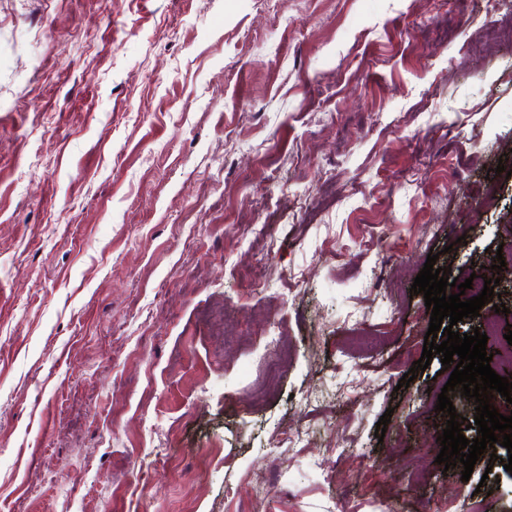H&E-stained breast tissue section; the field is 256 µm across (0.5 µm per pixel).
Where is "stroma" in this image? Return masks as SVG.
Masks as SVG:
<instances>
[{"mask_svg":"<svg viewBox=\"0 0 512 512\" xmlns=\"http://www.w3.org/2000/svg\"><path fill=\"white\" fill-rule=\"evenodd\" d=\"M508 20L0 0V512H512L505 447L436 462L440 360H395L428 256L512 245V46L472 52Z\"/></svg>","mask_w":512,"mask_h":512,"instance_id":"1","label":"stroma"}]
</instances>
